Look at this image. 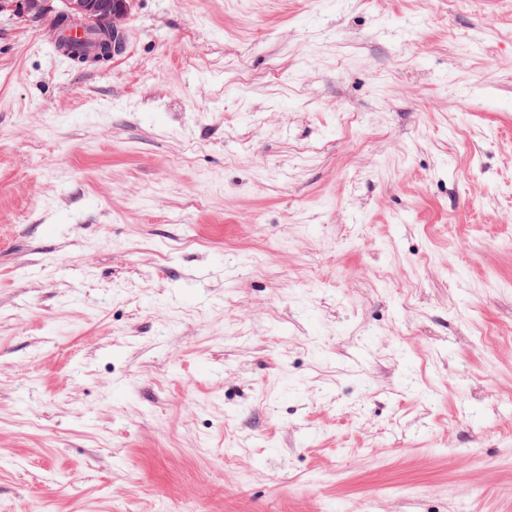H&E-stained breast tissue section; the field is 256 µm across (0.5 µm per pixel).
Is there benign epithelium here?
I'll use <instances>...</instances> for the list:
<instances>
[{
	"instance_id": "obj_1",
	"label": "benign epithelium",
	"mask_w": 512,
	"mask_h": 512,
	"mask_svg": "<svg viewBox=\"0 0 512 512\" xmlns=\"http://www.w3.org/2000/svg\"><path fill=\"white\" fill-rule=\"evenodd\" d=\"M135 0H0V14L18 17H36L54 14L64 18L71 28L100 25L112 21V29L106 32L101 50L86 58L89 63L108 59L120 54L125 48L122 29L124 20L131 13Z\"/></svg>"
}]
</instances>
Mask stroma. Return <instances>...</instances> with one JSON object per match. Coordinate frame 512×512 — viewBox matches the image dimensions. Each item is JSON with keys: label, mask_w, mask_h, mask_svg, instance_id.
<instances>
[{"label": "stroma", "mask_w": 512, "mask_h": 512, "mask_svg": "<svg viewBox=\"0 0 512 512\" xmlns=\"http://www.w3.org/2000/svg\"><path fill=\"white\" fill-rule=\"evenodd\" d=\"M0 16V512H512V0ZM135 0H1L0 14L9 13L18 17H36L55 14L64 18L71 29L82 30L85 26L100 25L105 20H112L103 40L101 50L89 56L99 41V32L95 28L86 29L90 37L85 42L72 43L66 52L71 61H81L86 57L88 63H95L111 56L109 46L112 41V57L121 54L125 48V38L122 29L124 20L131 13ZM86 45H91L88 50Z\"/></svg>", "instance_id": "1"}]
</instances>
